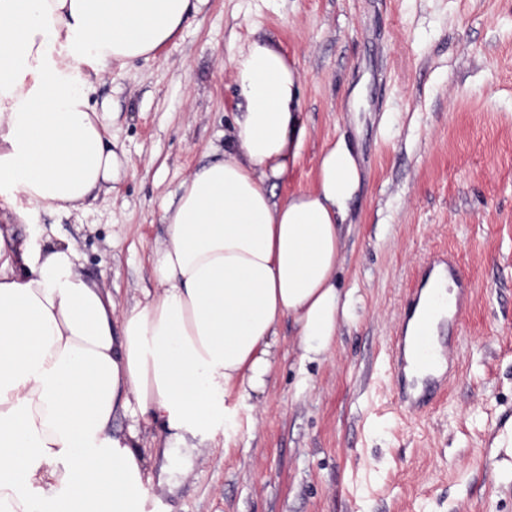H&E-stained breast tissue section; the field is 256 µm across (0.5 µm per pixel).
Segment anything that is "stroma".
Here are the masks:
<instances>
[{
  "label": "stroma",
  "mask_w": 512,
  "mask_h": 512,
  "mask_svg": "<svg viewBox=\"0 0 512 512\" xmlns=\"http://www.w3.org/2000/svg\"><path fill=\"white\" fill-rule=\"evenodd\" d=\"M266 38L301 78L309 136L285 199L313 188L325 143L354 147L361 184L339 273L353 294L322 361L283 321L265 392L227 401L224 433L170 461L155 512H512L498 465L512 430V0H208L155 58L92 81L128 168L87 209L37 211L79 272L122 306L159 292L149 261L163 208L222 158L238 98L230 60ZM474 290L447 345L434 409L400 412L388 375L409 294L437 253Z\"/></svg>",
  "instance_id": "1"
}]
</instances>
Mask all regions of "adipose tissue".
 <instances>
[{
  "mask_svg": "<svg viewBox=\"0 0 512 512\" xmlns=\"http://www.w3.org/2000/svg\"><path fill=\"white\" fill-rule=\"evenodd\" d=\"M206 2L0 0V512H148L150 460L191 458L229 397L265 391L283 319L316 361L350 313L336 272L355 152L325 144L314 188L276 200L309 130L297 69L261 38L231 60L223 158L163 212L160 293L119 307L78 272L74 244L15 232L38 209L83 210L127 167L72 61L99 76L153 58ZM119 416L164 436L114 433Z\"/></svg>",
  "mask_w": 512,
  "mask_h": 512,
  "instance_id": "adipose-tissue-1",
  "label": "adipose tissue"
}]
</instances>
